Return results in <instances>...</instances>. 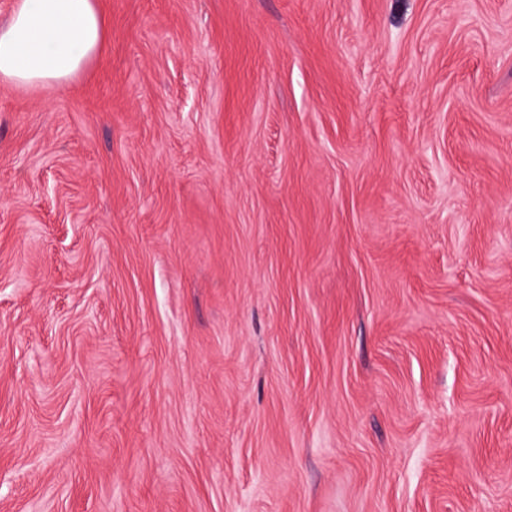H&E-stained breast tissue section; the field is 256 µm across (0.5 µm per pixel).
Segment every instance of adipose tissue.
I'll return each instance as SVG.
<instances>
[{
    "mask_svg": "<svg viewBox=\"0 0 512 512\" xmlns=\"http://www.w3.org/2000/svg\"><path fill=\"white\" fill-rule=\"evenodd\" d=\"M102 39L96 0H16L0 23V81L52 90L68 83Z\"/></svg>",
    "mask_w": 512,
    "mask_h": 512,
    "instance_id": "1",
    "label": "adipose tissue"
}]
</instances>
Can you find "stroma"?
I'll list each match as a JSON object with an SVG mask.
<instances>
[{
	"label": "stroma",
	"mask_w": 512,
	"mask_h": 512,
	"mask_svg": "<svg viewBox=\"0 0 512 512\" xmlns=\"http://www.w3.org/2000/svg\"><path fill=\"white\" fill-rule=\"evenodd\" d=\"M0 83V512H512V0H97ZM102 39L96 0H16L0 23V81L52 90L68 83Z\"/></svg>",
	"instance_id": "1"
}]
</instances>
